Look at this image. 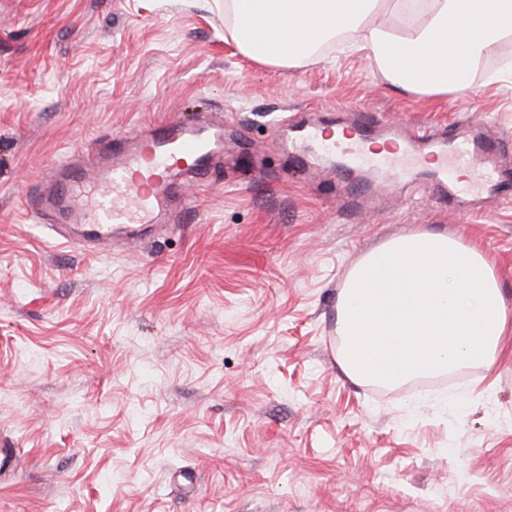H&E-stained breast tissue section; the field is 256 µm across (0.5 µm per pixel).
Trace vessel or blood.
Returning <instances> with one entry per match:
<instances>
[{
    "label": "vessel or blood",
    "mask_w": 512,
    "mask_h": 512,
    "mask_svg": "<svg viewBox=\"0 0 512 512\" xmlns=\"http://www.w3.org/2000/svg\"><path fill=\"white\" fill-rule=\"evenodd\" d=\"M404 147L387 152L372 150L373 131L355 129L336 137L319 126L299 127L296 145L315 144L329 155L350 163L385 171L392 179L410 177L430 166L438 180H451L471 193L498 185L500 176L484 155L495 150L491 142L461 139L433 144L427 129L411 127L403 134ZM224 139L219 124H167L146 137L128 135V147L104 145L102 166L61 160L47 179L46 201L53 203L74 224L92 222L101 238H109L118 224H151L178 192L179 176L203 178L210 160Z\"/></svg>",
    "instance_id": "obj_1"
}]
</instances>
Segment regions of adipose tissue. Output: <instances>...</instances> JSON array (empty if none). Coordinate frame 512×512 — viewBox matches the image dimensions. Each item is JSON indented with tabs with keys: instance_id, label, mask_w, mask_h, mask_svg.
I'll return each mask as SVG.
<instances>
[{
	"instance_id": "ef3b65f1",
	"label": "adipose tissue",
	"mask_w": 512,
	"mask_h": 512,
	"mask_svg": "<svg viewBox=\"0 0 512 512\" xmlns=\"http://www.w3.org/2000/svg\"><path fill=\"white\" fill-rule=\"evenodd\" d=\"M247 56L292 65L330 36L373 59L398 87L432 97L512 38V0H224ZM339 364L356 381L395 387L462 368L492 371L512 335V303L475 245L420 229L366 252L340 291Z\"/></svg>"
}]
</instances>
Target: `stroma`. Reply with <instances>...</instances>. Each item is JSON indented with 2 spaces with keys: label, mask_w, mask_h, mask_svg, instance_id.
Listing matches in <instances>:
<instances>
[{
  "label": "stroma",
  "mask_w": 512,
  "mask_h": 512,
  "mask_svg": "<svg viewBox=\"0 0 512 512\" xmlns=\"http://www.w3.org/2000/svg\"><path fill=\"white\" fill-rule=\"evenodd\" d=\"M511 59L435 99L332 43L252 60L224 0H0V512H512V351L383 387L336 329L359 258L418 229L483 249L512 301V198L288 148L301 123L425 125L496 143L512 184V82L488 81ZM218 117L207 180L137 238L74 244L29 206L73 148Z\"/></svg>",
  "instance_id": "stroma-1"
}]
</instances>
